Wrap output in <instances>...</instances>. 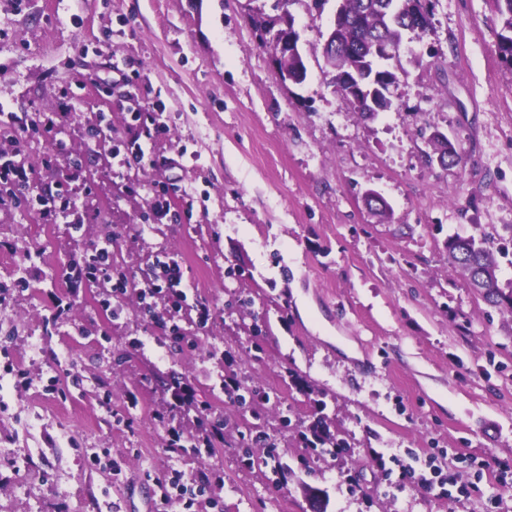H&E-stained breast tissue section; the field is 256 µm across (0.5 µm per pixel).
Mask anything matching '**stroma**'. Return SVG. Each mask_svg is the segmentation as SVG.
Wrapping results in <instances>:
<instances>
[{"instance_id": "stroma-1", "label": "stroma", "mask_w": 512, "mask_h": 512, "mask_svg": "<svg viewBox=\"0 0 512 512\" xmlns=\"http://www.w3.org/2000/svg\"><path fill=\"white\" fill-rule=\"evenodd\" d=\"M253 2L274 14L276 0H0V104L17 117L0 155L65 209L47 223L31 201L0 207V512H310L307 485L327 512H485L493 497L512 512L496 479L512 466V314L445 249L489 234L512 288V65L494 0H432L370 120L325 66L336 0H290L300 85L280 80ZM147 101L165 134L133 120ZM43 112L53 132L29 129ZM436 129L464 166L427 162ZM105 245L125 293L69 279ZM168 258L178 305L146 290ZM320 416L341 453L300 446ZM469 456L488 463L470 497L396 485L395 459L467 480ZM175 472L205 481L193 505L163 500Z\"/></svg>"}]
</instances>
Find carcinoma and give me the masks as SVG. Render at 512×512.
<instances>
[{
  "label": "carcinoma",
  "mask_w": 512,
  "mask_h": 512,
  "mask_svg": "<svg viewBox=\"0 0 512 512\" xmlns=\"http://www.w3.org/2000/svg\"><path fill=\"white\" fill-rule=\"evenodd\" d=\"M410 5V0H342L341 12L343 21L336 30V45L328 49L329 57L326 64L331 75V83L338 87L344 76L353 77L362 72L366 61L374 57L375 47L380 42L400 46L403 33L416 31L425 34L430 26V10L419 5ZM497 13L503 18L504 29L510 35H500L498 52L507 62L512 64V0H496ZM294 23L292 14L285 10L271 16L260 13L256 21L260 36L272 32H283ZM304 63L303 56L282 55L274 59L277 73L282 81ZM487 235L480 240L464 241L456 237L448 238L446 250L448 267L464 276L471 287L482 293L489 304L512 313V290L504 293L499 287L494 252L486 246ZM304 447L314 452L326 444H331L336 451L344 448V442L326 440L323 430L313 427L310 432L299 433Z\"/></svg>",
  "instance_id": "obj_1"
}]
</instances>
